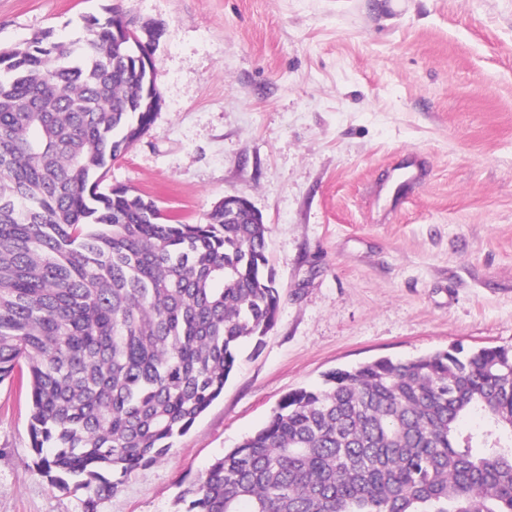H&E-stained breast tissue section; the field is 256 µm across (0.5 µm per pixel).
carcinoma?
<instances>
[{
    "label": "carcinoma",
    "instance_id": "1",
    "mask_svg": "<svg viewBox=\"0 0 512 512\" xmlns=\"http://www.w3.org/2000/svg\"><path fill=\"white\" fill-rule=\"evenodd\" d=\"M110 16L0 48V382L33 470L83 512L167 457L280 308L267 227L172 224L103 170L154 118ZM479 412L486 430L460 423ZM182 512H512V347L328 372L178 494Z\"/></svg>",
    "mask_w": 512,
    "mask_h": 512
}]
</instances>
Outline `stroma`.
Here are the masks:
<instances>
[{"mask_svg":"<svg viewBox=\"0 0 512 512\" xmlns=\"http://www.w3.org/2000/svg\"><path fill=\"white\" fill-rule=\"evenodd\" d=\"M113 9L164 28L161 107L104 187L186 224L248 197L281 303L223 395L97 512H173L329 371L512 345V0H0V44ZM28 424L0 383V512H83L34 473Z\"/></svg>","mask_w":512,"mask_h":512,"instance_id":"obj_1","label":"stroma"}]
</instances>
